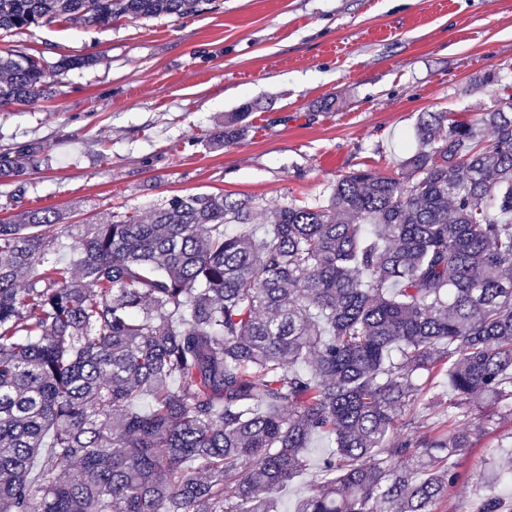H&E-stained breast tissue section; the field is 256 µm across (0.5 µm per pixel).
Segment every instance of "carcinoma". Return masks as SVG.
<instances>
[{
    "label": "carcinoma",
    "instance_id": "obj_1",
    "mask_svg": "<svg viewBox=\"0 0 512 512\" xmlns=\"http://www.w3.org/2000/svg\"><path fill=\"white\" fill-rule=\"evenodd\" d=\"M201 2L0 0V30ZM47 72L0 54V104ZM414 136L398 176L352 172L324 205L200 193L146 224L1 223L0 512H278L315 435L331 450L294 512H433L487 435L475 398L512 416V95L471 122L424 112ZM259 216L261 238L225 230ZM61 232L70 261L31 277ZM439 376L446 431L415 417ZM511 463L497 449L489 481Z\"/></svg>",
    "mask_w": 512,
    "mask_h": 512
}]
</instances>
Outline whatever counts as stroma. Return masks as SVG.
<instances>
[{"label": "stroma", "mask_w": 512, "mask_h": 512, "mask_svg": "<svg viewBox=\"0 0 512 512\" xmlns=\"http://www.w3.org/2000/svg\"><path fill=\"white\" fill-rule=\"evenodd\" d=\"M0 51L53 66L41 98L0 105V222L145 221L197 193L316 204L344 175L396 173L422 113L469 121L512 93V0H203L184 18L1 30ZM487 72L497 84L473 87ZM244 108L246 135L216 143ZM498 415L482 408L489 433L436 512H474L487 459L512 446Z\"/></svg>", "instance_id": "stroma-1"}]
</instances>
